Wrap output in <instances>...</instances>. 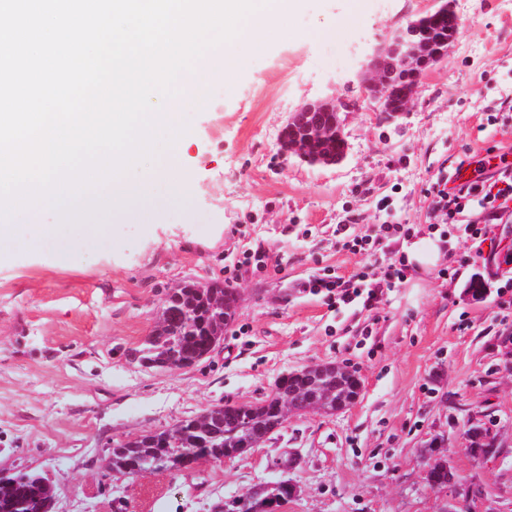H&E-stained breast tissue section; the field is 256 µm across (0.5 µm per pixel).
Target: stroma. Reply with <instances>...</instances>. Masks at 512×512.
<instances>
[{"label": "stroma", "mask_w": 512, "mask_h": 512, "mask_svg": "<svg viewBox=\"0 0 512 512\" xmlns=\"http://www.w3.org/2000/svg\"><path fill=\"white\" fill-rule=\"evenodd\" d=\"M444 2L460 22L448 57L387 118L365 92L366 65ZM291 24L297 38L271 32L232 82L210 81L184 112L180 178L147 186L148 165L127 173L126 192H147L152 215L109 224L105 243L66 260L0 249V468L48 477L53 512H214L279 480L295 493L277 512H512V212L493 226L494 249L459 229L485 224L486 210L469 206L448 226L425 193L461 159L489 148L512 158V0H301ZM319 100L343 104L347 153L332 166L280 148L289 113ZM346 220L354 235L408 224L412 238L342 251ZM436 231L447 234L436 264L409 272L375 314L294 289L323 272L382 276ZM249 249L266 254L263 269L242 266ZM213 280L238 296L219 347L191 367L142 366L135 351L169 289ZM321 362L361 376L353 408L293 416L223 463L134 477L105 467L113 444L265 396ZM473 425L495 440L489 461L468 450ZM438 458L454 487L428 484Z\"/></svg>", "instance_id": "stroma-1"}]
</instances>
